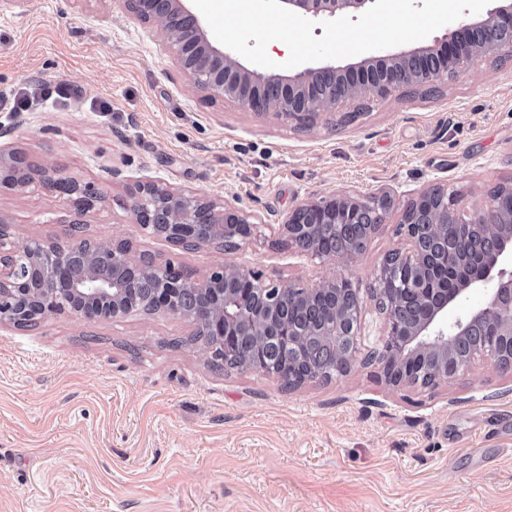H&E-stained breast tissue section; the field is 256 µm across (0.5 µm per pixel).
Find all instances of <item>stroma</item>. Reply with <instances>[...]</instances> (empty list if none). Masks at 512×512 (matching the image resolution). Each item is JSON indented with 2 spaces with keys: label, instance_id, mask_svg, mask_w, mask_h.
<instances>
[{
  "label": "stroma",
  "instance_id": "obj_1",
  "mask_svg": "<svg viewBox=\"0 0 512 512\" xmlns=\"http://www.w3.org/2000/svg\"><path fill=\"white\" fill-rule=\"evenodd\" d=\"M52 97L0 112V145L97 185L76 216L38 184L0 192L11 239L129 243L204 274L249 266L273 282L346 274L368 287L408 249L397 227L440 186L473 215L512 186V57L434 85L351 102L302 128L195 91L155 26L120 0H0V91ZM155 181L256 216L234 252L184 250L133 224L129 186ZM390 192L348 265L299 254L279 226L305 201ZM179 317L49 315L0 326V512H512V374L478 357L433 387L386 386L369 309L351 371L290 389L213 365Z\"/></svg>",
  "mask_w": 512,
  "mask_h": 512
}]
</instances>
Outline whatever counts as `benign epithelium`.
<instances>
[{
	"instance_id": "7a95c632",
	"label": "benign epithelium",
	"mask_w": 512,
	"mask_h": 512,
	"mask_svg": "<svg viewBox=\"0 0 512 512\" xmlns=\"http://www.w3.org/2000/svg\"><path fill=\"white\" fill-rule=\"evenodd\" d=\"M137 20L154 25L175 50L176 61L193 88L210 98L232 99L258 115L314 121L323 113L339 109L357 98L383 96L393 89L433 83L467 65L489 56H512V2L471 15L464 10L460 30L431 45L407 52L365 57L356 63H326L293 74L264 73L247 67L234 51L210 39L191 0H122ZM289 10L314 20L333 19L359 10L374 0H280ZM38 182L52 195L65 197L82 215L102 200L92 182L80 183L55 167H38L14 150L0 148V189L12 190ZM441 190L431 188L416 198L417 208L405 213L402 232L409 242L408 267L425 269L429 253L409 225L420 223L421 211L432 207ZM132 223L162 237L176 247L196 250L219 242L243 247L257 225L239 206L217 207L192 193L173 192L154 182H138L128 192ZM337 208L328 210L322 199L299 205L279 225L289 246L328 260L352 262L349 249L321 250L312 238L325 224L348 223L370 206L382 207L367 232L376 233L385 223L392 205L387 193L363 198L332 196ZM480 227L491 240L493 251L484 256L461 281H448L440 272L432 278H408L383 263L369 286L367 296L358 283L344 275L315 284L274 283L253 268L226 263L204 277H197L167 262L173 270L168 287L157 290L148 304L137 309L129 303L135 294V278L155 265L148 255L134 257L123 243L103 244L82 237L65 243L32 240L0 254V324L16 327L37 325L50 314L70 313L82 320L120 319L136 310L146 314L177 315L204 331L201 342L210 359L217 350L237 352L240 336L251 328L262 337L245 357L241 369L275 375L294 386L296 373L290 367L306 361L308 350L289 320L293 304L324 305L336 298L351 297V307L337 317L327 335L342 346V364L336 375L346 374L357 352L362 315L367 302L384 315V355L378 361L387 385L401 387L421 376V358L435 350L441 360L426 385L449 381L470 366L450 353L459 338L478 328L488 337L480 354L503 373L512 372V194L492 200ZM471 290L487 291V301L448 323V308L467 298ZM418 309L410 327L401 324L400 308ZM282 354L283 368L276 372L267 360L269 347Z\"/></svg>"
}]
</instances>
